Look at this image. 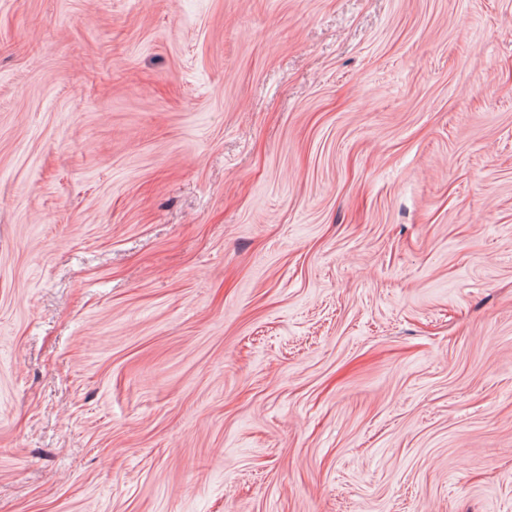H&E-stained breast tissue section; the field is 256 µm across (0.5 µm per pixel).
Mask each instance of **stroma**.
Masks as SVG:
<instances>
[{
	"instance_id": "35a3bbf8",
	"label": "stroma",
	"mask_w": 512,
	"mask_h": 512,
	"mask_svg": "<svg viewBox=\"0 0 512 512\" xmlns=\"http://www.w3.org/2000/svg\"><path fill=\"white\" fill-rule=\"evenodd\" d=\"M0 512H512V0H0Z\"/></svg>"
}]
</instances>
